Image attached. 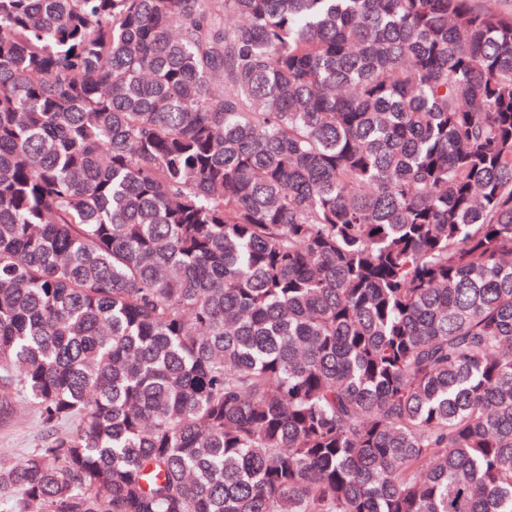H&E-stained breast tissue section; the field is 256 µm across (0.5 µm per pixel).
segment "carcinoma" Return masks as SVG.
<instances>
[{
    "instance_id": "1",
    "label": "carcinoma",
    "mask_w": 512,
    "mask_h": 512,
    "mask_svg": "<svg viewBox=\"0 0 512 512\" xmlns=\"http://www.w3.org/2000/svg\"><path fill=\"white\" fill-rule=\"evenodd\" d=\"M16 512H512V10L0 0ZM48 441L42 424L34 417L27 401L18 393L13 414L0 417V457L4 461H20Z\"/></svg>"
}]
</instances>
